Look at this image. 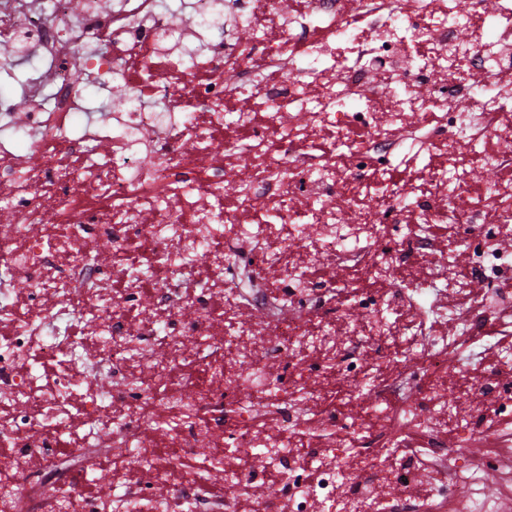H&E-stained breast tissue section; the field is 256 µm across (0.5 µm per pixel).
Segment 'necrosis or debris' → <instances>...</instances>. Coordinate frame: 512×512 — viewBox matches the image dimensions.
Listing matches in <instances>:
<instances>
[{"instance_id":"necrosis-or-debris-1","label":"necrosis or debris","mask_w":512,"mask_h":512,"mask_svg":"<svg viewBox=\"0 0 512 512\" xmlns=\"http://www.w3.org/2000/svg\"><path fill=\"white\" fill-rule=\"evenodd\" d=\"M54 3L0 0V54L43 68L22 89L32 112L0 96V512H485L459 498L448 460L475 439L479 472L512 470V416L479 407L512 391V361L491 345L442 401L429 386L448 378L456 337L430 325L424 289L360 296L367 335L320 352L357 379L369 347L395 369L373 399L380 427L362 426L305 374L309 331L337 293L300 270L354 260L376 281L434 250L437 277L461 261L474 271L465 307L444 314L481 335L480 284L512 279V250L489 228L512 223V181L476 191L457 168L483 137L495 146L477 160L512 169V53L486 35L512 30V0L492 20L484 0H304L295 18L282 0ZM76 71L98 91L124 87L129 107L100 121ZM425 127L442 159L412 187L392 158ZM437 224L454 226L456 249L435 250ZM284 232L300 255L279 246ZM400 308L410 320L388 321ZM275 365L289 384L270 381ZM451 423L464 437L444 439ZM204 442L217 494L177 465ZM130 445L135 471L107 453ZM229 452L248 466L227 467ZM105 459L125 488L111 499L88 490ZM259 470L280 475L281 497L256 490Z\"/></svg>"}]
</instances>
